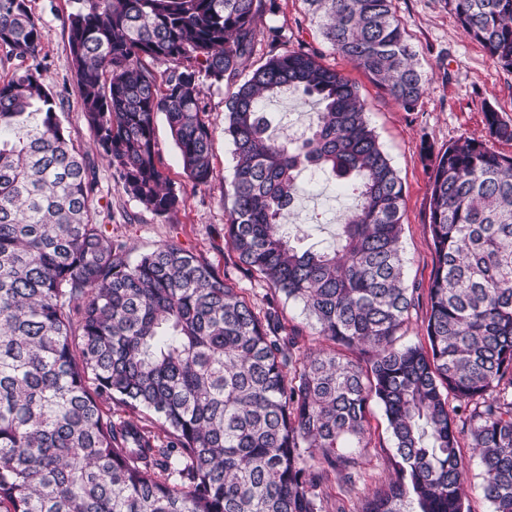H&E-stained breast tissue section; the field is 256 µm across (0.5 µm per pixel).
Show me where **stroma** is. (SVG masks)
<instances>
[{"label":"stroma","mask_w":512,"mask_h":512,"mask_svg":"<svg viewBox=\"0 0 512 512\" xmlns=\"http://www.w3.org/2000/svg\"><path fill=\"white\" fill-rule=\"evenodd\" d=\"M29 6L42 24L43 50L39 58L47 84L64 101V123L72 138L81 143L96 165L99 221L108 237L135 252L176 244L205 258L217 271L233 274L257 309L267 307L270 291L265 282L237 273L235 254L224 239L226 210L231 204L232 145L224 136V100L233 88L224 84L205 92L204 119L214 134V178L194 184L183 169L165 119L156 123V137L163 171L183 202L167 220L146 211L125 194L106 161L101 160L87 126L82 103L72 76L66 20L73 0H30ZM397 15L412 38L416 59L426 78L425 94L417 109L403 111L385 90L323 42L304 14L302 0H275L274 11L263 12L256 23L252 63L271 52L267 33L278 28L281 45L318 53L323 64L335 67L359 87L371 127L389 154L404 188L401 246L407 281L417 288L419 300L406 324L404 342L423 340L428 310V287L434 273V248L429 231L432 162L427 148H441L458 138L486 135L484 110L494 106L512 120V74L503 71L483 48L470 39L445 8L443 0H395ZM313 105L307 99L286 94L267 102L264 115L272 135L306 127ZM296 209L288 228L290 243L298 250L323 249L336 239L340 215L355 203L346 185L325 174L302 172L298 178ZM372 443L362 459L364 476L356 497L333 496L327 512H360L364 496L390 481L392 447L380 411L370 417Z\"/></svg>","instance_id":"1"}]
</instances>
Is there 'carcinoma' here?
Returning <instances> with one entry per match:
<instances>
[{"label":"carcinoma","mask_w":512,"mask_h":512,"mask_svg":"<svg viewBox=\"0 0 512 512\" xmlns=\"http://www.w3.org/2000/svg\"><path fill=\"white\" fill-rule=\"evenodd\" d=\"M76 3L68 47L84 120L155 216L182 203L158 166V115L187 176L206 184L205 90L236 84L224 238L272 296L261 313L179 246L133 261L105 235L91 163L37 64L41 23L28 0H0V48L18 60L0 77V512H326L321 487L358 476L374 406L394 477L361 512H465L466 432L484 497L512 512V156L469 137L438 151L427 344H403L417 292L400 246L403 185L357 86L304 49L240 79L274 0ZM304 3L336 53L416 108L425 79L394 0ZM444 5L512 73V0ZM284 90L315 101L298 138L271 136L262 115ZM484 120L489 138L512 140L494 107ZM307 168L350 183L356 204L332 247L300 252L284 227ZM281 299L327 346L297 353ZM105 400L128 417L112 419Z\"/></svg>","instance_id":"1"}]
</instances>
